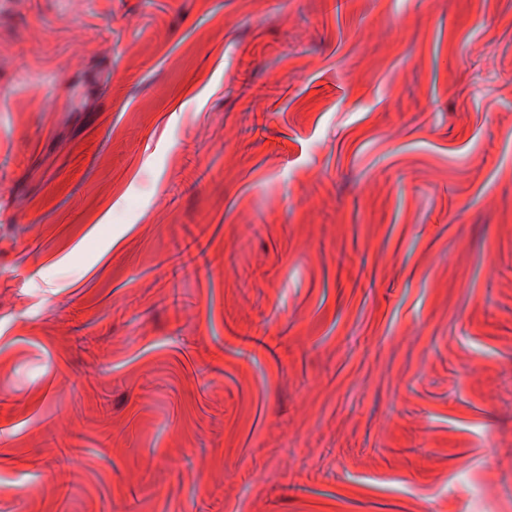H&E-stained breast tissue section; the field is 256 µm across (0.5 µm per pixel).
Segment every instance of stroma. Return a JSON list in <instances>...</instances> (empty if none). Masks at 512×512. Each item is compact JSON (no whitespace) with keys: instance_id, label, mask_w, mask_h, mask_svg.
Wrapping results in <instances>:
<instances>
[{"instance_id":"35a3bbf8","label":"stroma","mask_w":512,"mask_h":512,"mask_svg":"<svg viewBox=\"0 0 512 512\" xmlns=\"http://www.w3.org/2000/svg\"><path fill=\"white\" fill-rule=\"evenodd\" d=\"M0 512H512V0H0Z\"/></svg>"}]
</instances>
